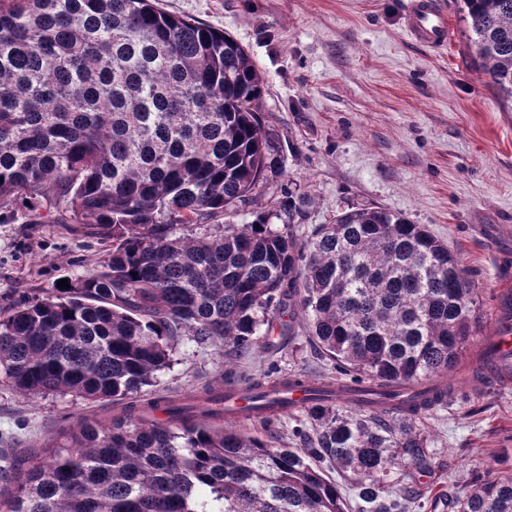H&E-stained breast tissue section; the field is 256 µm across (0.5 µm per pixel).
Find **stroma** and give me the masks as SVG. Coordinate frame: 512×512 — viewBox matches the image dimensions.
<instances>
[{
  "instance_id": "35a3bbf8",
  "label": "stroma",
  "mask_w": 512,
  "mask_h": 512,
  "mask_svg": "<svg viewBox=\"0 0 512 512\" xmlns=\"http://www.w3.org/2000/svg\"><path fill=\"white\" fill-rule=\"evenodd\" d=\"M406 0H162L165 11L229 33L266 81L262 130L282 165L235 208L205 223L176 226L199 236L256 214L274 228L292 224L307 238L351 207H381L425 225L447 244L473 281L481 336L493 328L490 298L512 285V112L497 104L489 77L470 66L462 22L447 49H419L402 35ZM106 244L73 224H32L24 213L0 219V308L93 268ZM294 337L279 350L224 355L191 346L157 374L160 387L190 394L235 374H306L331 380L335 364L297 313ZM456 402L416 419L429 469L391 471L390 488H414L430 506L439 491L461 495L477 479L512 472V393L467 370L449 373ZM90 407L71 396L32 398L0 379V441L35 459Z\"/></svg>"
}]
</instances>
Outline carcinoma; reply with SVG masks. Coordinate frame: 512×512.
<instances>
[{"label": "carcinoma", "mask_w": 512, "mask_h": 512, "mask_svg": "<svg viewBox=\"0 0 512 512\" xmlns=\"http://www.w3.org/2000/svg\"><path fill=\"white\" fill-rule=\"evenodd\" d=\"M503 103L512 102V0H455ZM265 76L224 31L156 0H0V209L81 224L112 241L83 275L0 309V373L18 392L121 408L82 417L27 468L0 451V512H410L386 477L428 468L423 439L386 418L448 403L443 378L471 346L478 298L422 224L378 207L342 213L302 242L258 214L194 238L274 163ZM309 313L336 382L367 384L375 415L312 400L306 447L224 424V393L191 403L143 392L180 346L235 352L291 335ZM512 512V474L449 499Z\"/></svg>", "instance_id": "cac0c4a2"}]
</instances>
